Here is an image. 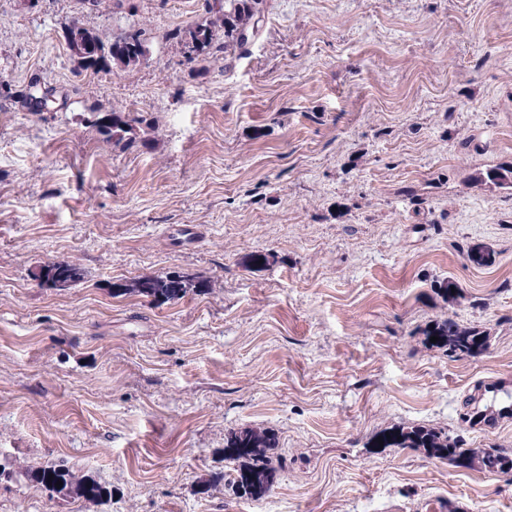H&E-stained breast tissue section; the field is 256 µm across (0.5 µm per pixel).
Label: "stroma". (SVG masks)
Instances as JSON below:
<instances>
[{"mask_svg":"<svg viewBox=\"0 0 512 512\" xmlns=\"http://www.w3.org/2000/svg\"><path fill=\"white\" fill-rule=\"evenodd\" d=\"M264 15L246 53L189 64L169 33L205 0H0V512H512V471L376 445L417 425L512 452V417L460 421L486 381L512 382V188L476 180L512 167V0ZM75 18L146 29L145 60L83 70ZM40 88L55 94L34 112ZM113 110L138 119L134 148L97 133ZM183 225L201 242L170 237ZM478 245L495 265L470 263ZM51 260L84 279L41 287ZM178 273L209 286L117 292ZM446 319L487 349L430 347ZM243 427L288 459L260 499L224 454ZM59 461L112 500L25 474Z\"/></svg>","mask_w":512,"mask_h":512,"instance_id":"35a3bbf8","label":"stroma"}]
</instances>
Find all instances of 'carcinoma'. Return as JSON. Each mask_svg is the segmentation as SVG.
<instances>
[{
  "instance_id": "1",
  "label": "carcinoma",
  "mask_w": 512,
  "mask_h": 512,
  "mask_svg": "<svg viewBox=\"0 0 512 512\" xmlns=\"http://www.w3.org/2000/svg\"><path fill=\"white\" fill-rule=\"evenodd\" d=\"M264 0H214L209 5L213 19L186 29H177L173 39L181 46L185 61L194 62L217 58L219 54L247 50L256 30L261 27ZM68 47L85 70L97 74L109 72L115 67L129 69L139 65L146 57L145 30L134 29L109 38L93 32L77 21H72L66 32ZM93 46L94 54L86 51ZM135 118H128L113 111L94 122L97 132L112 145L129 149L136 144L133 136ZM198 284L187 276L147 278L134 282L127 291L156 301H171L183 298ZM427 337L436 336L434 346L444 350L450 358L463 355L474 356L487 348V337L481 332L463 327L453 320L435 323L426 332ZM383 447L418 448L438 459H449L459 465H470L477 461L488 471L512 470V458L498 450L475 452L471 448H460L449 441L448 434L422 426H399L381 436ZM276 447L274 435L259 433L252 428H243L226 440L224 452L232 459H243L245 463L238 473V485L251 497H264L278 481L286 468V460L273 458L264 452ZM31 479L50 495H75L89 504H99L112 497V490L91 477L77 479L68 467L51 463L31 471ZM62 487H57V482Z\"/></svg>"
}]
</instances>
